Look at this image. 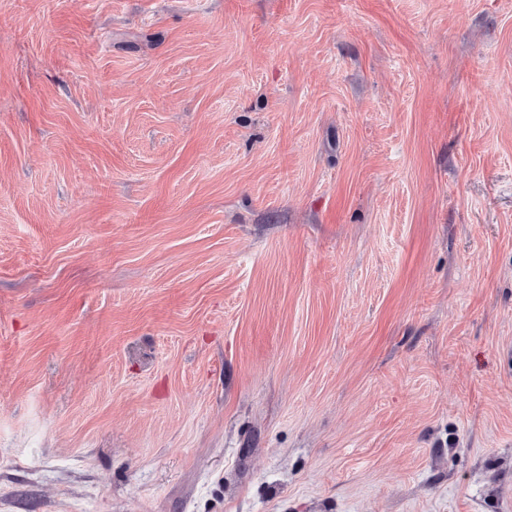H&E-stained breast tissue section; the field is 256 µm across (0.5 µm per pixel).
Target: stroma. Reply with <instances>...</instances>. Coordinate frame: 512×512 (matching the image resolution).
I'll return each instance as SVG.
<instances>
[{
    "label": "stroma",
    "mask_w": 512,
    "mask_h": 512,
    "mask_svg": "<svg viewBox=\"0 0 512 512\" xmlns=\"http://www.w3.org/2000/svg\"><path fill=\"white\" fill-rule=\"evenodd\" d=\"M0 512H512V0H0Z\"/></svg>",
    "instance_id": "obj_1"
}]
</instances>
